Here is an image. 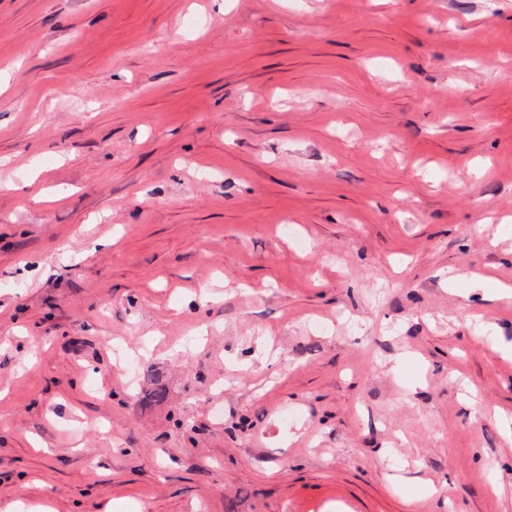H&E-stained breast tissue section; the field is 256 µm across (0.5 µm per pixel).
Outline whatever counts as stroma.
I'll use <instances>...</instances> for the list:
<instances>
[{
  "instance_id": "1",
  "label": "stroma",
  "mask_w": 512,
  "mask_h": 512,
  "mask_svg": "<svg viewBox=\"0 0 512 512\" xmlns=\"http://www.w3.org/2000/svg\"><path fill=\"white\" fill-rule=\"evenodd\" d=\"M474 275L512 0H0V512H512Z\"/></svg>"
}]
</instances>
